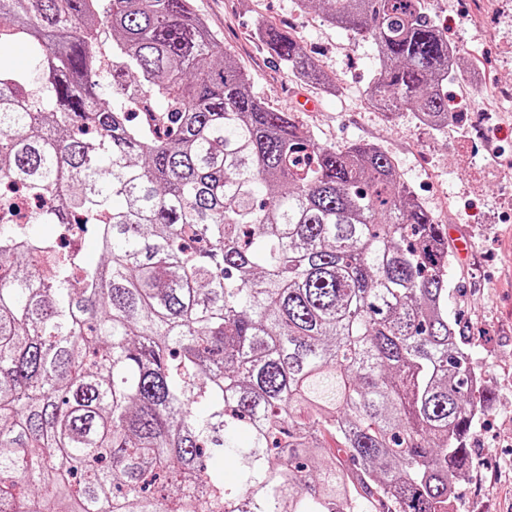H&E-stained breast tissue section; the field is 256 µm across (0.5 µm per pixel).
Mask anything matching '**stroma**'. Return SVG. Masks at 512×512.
Masks as SVG:
<instances>
[{"instance_id": "1", "label": "stroma", "mask_w": 512, "mask_h": 512, "mask_svg": "<svg viewBox=\"0 0 512 512\" xmlns=\"http://www.w3.org/2000/svg\"><path fill=\"white\" fill-rule=\"evenodd\" d=\"M192 9L237 59L252 94L292 113L319 143L344 149L367 142L394 160L401 183L449 237L472 242L454 259L448 317L465 323L492 395L469 445L473 466L457 487L458 512H512V0H426L475 79L453 80L455 110L437 132L401 111L388 117L368 103L377 67L371 39L328 25L319 8L296 0H191ZM289 28L334 83L299 81L252 41L264 23ZM499 146L497 164L486 161Z\"/></svg>"}]
</instances>
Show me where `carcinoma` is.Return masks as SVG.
I'll list each match as a JSON object with an SVG mask.
<instances>
[{"instance_id":"obj_1","label":"carcinoma","mask_w":512,"mask_h":512,"mask_svg":"<svg viewBox=\"0 0 512 512\" xmlns=\"http://www.w3.org/2000/svg\"><path fill=\"white\" fill-rule=\"evenodd\" d=\"M314 3L374 42V104L448 127L425 0ZM1 181L32 209L0 198V512H451L489 398L448 228L379 147L256 98L190 0H0Z\"/></svg>"}]
</instances>
